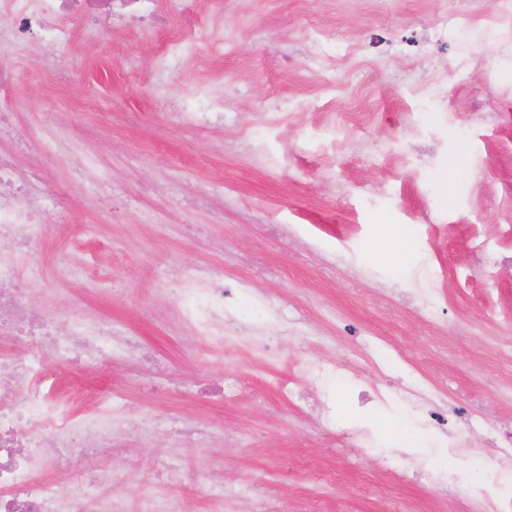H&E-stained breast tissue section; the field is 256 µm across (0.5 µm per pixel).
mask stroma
I'll use <instances>...</instances> for the list:
<instances>
[{
	"label": "stroma",
	"instance_id": "stroma-1",
	"mask_svg": "<svg viewBox=\"0 0 512 512\" xmlns=\"http://www.w3.org/2000/svg\"><path fill=\"white\" fill-rule=\"evenodd\" d=\"M468 0H224V54L211 70L185 62L166 75L155 67L165 36L184 15L165 16L162 31L137 23L116 29L100 21L92 46L74 39L63 52L84 67L81 82L59 83L39 51L12 49L19 64L10 98L19 126L36 128L46 177L66 188L61 200L88 234L50 225L36 252L43 274L21 280L31 304L59 319L105 320L152 351L142 364L120 353L82 366L56 358L52 369L88 397L115 395L125 418L163 414L207 427V442L173 439L161 428L104 449L103 461L60 460L50 477L59 491L95 478L101 496L139 512L146 499L178 495L205 512L204 483L241 484L262 469L261 494L289 512H307L316 497L338 496L356 512L405 502L409 512H462V495L433 499L422 484H387L382 457L394 445L385 420L408 430L402 447L441 472L467 476L470 455L489 448L456 412L466 450L446 453L422 411L399 405L359 406L356 391L336 385V426L367 430L374 449L341 448L271 386L287 358L307 356L362 370V385L402 376L415 385L395 348L405 349L459 405L484 394L479 417L512 425V369L499 357L512 335V31L491 24L506 0H478V21L448 48L426 42L429 27L472 7ZM365 46L361 63L321 62L306 29ZM455 75L443 101L414 123L406 74L422 97L444 69ZM211 77L233 112L231 122L199 127L168 113L167 99ZM264 125L265 166L225 143ZM400 227L409 258L395 265L379 245ZM108 246L117 266L107 289L69 279L59 258L88 259ZM202 268L223 277L234 314L250 326L258 308L280 304L281 318L301 320L300 337L282 333L228 358L222 344L202 345L179 314L171 288L177 272ZM436 297V323L419 309ZM249 376L253 391L214 398L209 387ZM234 432L236 447L224 443ZM176 460L183 480L157 458ZM204 483H197V476Z\"/></svg>",
	"mask_w": 512,
	"mask_h": 512
}]
</instances>
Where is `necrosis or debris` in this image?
<instances>
[{
    "label": "necrosis or debris",
    "mask_w": 512,
    "mask_h": 512,
    "mask_svg": "<svg viewBox=\"0 0 512 512\" xmlns=\"http://www.w3.org/2000/svg\"><path fill=\"white\" fill-rule=\"evenodd\" d=\"M168 0H0V48L7 50L34 37L47 48L71 42L81 35L94 42L97 28L87 25L74 31L70 20L81 13L112 17L115 7L136 14L146 26L163 16ZM200 7L186 16L183 28L174 34L163 53L162 70H178L195 55H214L224 47L221 28L223 0H198ZM64 188L49 180L39 169L20 174L15 163L0 156V343L25 336L30 340L20 356L0 352V512H84L94 491L76 481L68 493H61L45 474L63 457L96 456L99 445L123 432L124 417L114 397L101 399L93 411L80 410L71 403L50 372L39 339L49 335L48 322L32 310L21 279L40 274L38 263L19 265L42 235L43 221L36 203L59 201ZM177 296L185 323L198 331L204 341L224 336V324L231 315L224 308L222 282L206 271L184 274ZM56 355L66 360L101 358L122 350L141 354V346L130 337L116 335L111 325L73 319L64 333L52 336ZM341 371L326 362L301 360L293 373L276 378L275 387L303 413H317L322 425L336 416L334 380ZM360 403L398 402L418 399L427 404L426 414L434 418L439 406L448 404V394L436 388L430 378L416 387L391 384L358 393Z\"/></svg>",
    "instance_id": "1"
}]
</instances>
